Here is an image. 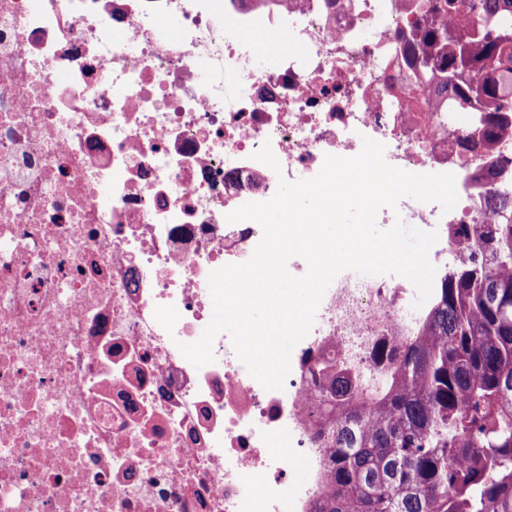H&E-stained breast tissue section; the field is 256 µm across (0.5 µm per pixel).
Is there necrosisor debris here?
<instances>
[{
  "mask_svg": "<svg viewBox=\"0 0 512 512\" xmlns=\"http://www.w3.org/2000/svg\"><path fill=\"white\" fill-rule=\"evenodd\" d=\"M423 0H0V512H309L325 488L324 426L306 356L373 368L377 340L418 335L397 275L341 272L264 389L228 334L195 368L210 273L250 259L260 225L228 222L279 179L315 177L364 138L412 173L450 172L458 203L382 208L437 231L488 218L479 103L448 112L415 80ZM178 32L158 34L163 18ZM285 44L256 64L243 29ZM270 144L279 169L254 160ZM179 319L166 331L159 306ZM305 467L307 480L295 484Z\"/></svg>",
  "mask_w": 512,
  "mask_h": 512,
  "instance_id": "1",
  "label": "necrosis or debris"
}]
</instances>
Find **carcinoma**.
Segmentation results:
<instances>
[{
  "mask_svg": "<svg viewBox=\"0 0 512 512\" xmlns=\"http://www.w3.org/2000/svg\"><path fill=\"white\" fill-rule=\"evenodd\" d=\"M457 0H430L414 66L453 94L450 110L485 101L492 148L512 129V0H471L478 29L456 36L433 16ZM485 179L489 224H454L464 259L440 280L422 333L372 347L371 382L342 362L305 361L320 392L315 416L342 410L328 438V479L311 512H512V190Z\"/></svg>",
  "mask_w": 512,
  "mask_h": 512,
  "instance_id": "cac0c4a2",
  "label": "carcinoma"
}]
</instances>
